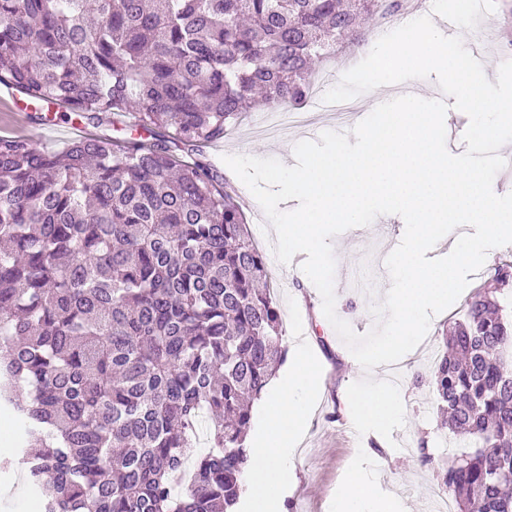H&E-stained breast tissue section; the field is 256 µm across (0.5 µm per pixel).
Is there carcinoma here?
I'll return each instance as SVG.
<instances>
[{
    "instance_id": "1",
    "label": "carcinoma",
    "mask_w": 512,
    "mask_h": 512,
    "mask_svg": "<svg viewBox=\"0 0 512 512\" xmlns=\"http://www.w3.org/2000/svg\"><path fill=\"white\" fill-rule=\"evenodd\" d=\"M403 0H0V81L57 151L0 136V412L39 512H233L247 430L287 358L266 255L204 157L255 105L296 108L311 65ZM495 268L430 385L464 451L456 512H512V323ZM205 428L208 450L194 451Z\"/></svg>"
}]
</instances>
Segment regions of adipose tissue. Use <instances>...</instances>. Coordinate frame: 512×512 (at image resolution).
<instances>
[{
  "label": "adipose tissue",
  "instance_id": "ef3b65f1",
  "mask_svg": "<svg viewBox=\"0 0 512 512\" xmlns=\"http://www.w3.org/2000/svg\"><path fill=\"white\" fill-rule=\"evenodd\" d=\"M321 370L306 347H298L256 404L261 426L248 444L245 500L248 512H287L288 489L294 475L288 455L302 435ZM336 512H396L392 502L377 497L372 476L351 469L336 495Z\"/></svg>",
  "mask_w": 512,
  "mask_h": 512
}]
</instances>
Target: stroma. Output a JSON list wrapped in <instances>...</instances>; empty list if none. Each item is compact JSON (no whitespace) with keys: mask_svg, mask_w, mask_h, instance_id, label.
Returning <instances> with one entry per match:
<instances>
[{"mask_svg":"<svg viewBox=\"0 0 512 512\" xmlns=\"http://www.w3.org/2000/svg\"><path fill=\"white\" fill-rule=\"evenodd\" d=\"M512 11V0H473L469 17L456 15L452 0L432 5L430 15L446 36L461 37L465 47L481 45L483 51L496 53L501 42L487 38L476 42L473 31L477 26L493 24L503 12ZM376 37L360 43L347 38L336 45L334 59L318 63L314 72L313 90L302 106L311 120L307 126L288 130L275 138L253 136L252 126L258 113L251 112L225 137L224 141L206 150L209 159H222L226 155L256 152L275 158L294 153L296 143L318 139L326 130L342 128L350 132L360 118L369 113L365 99H356V109L336 125L329 113L320 111L318 103L325 92L339 83L345 68L342 57L362 60L376 44ZM416 93L427 99L446 100L449 110L446 127H468L469 118L454 109V97L444 96L435 77L411 79L391 85V97ZM66 113L55 114V126L34 123L26 109L15 110L0 103V128L28 138L35 146L51 148L58 143L77 138V130L66 123ZM400 225L396 222L374 221L366 227L349 229L330 238L335 257L334 290L336 313L359 334L367 333L375 324L370 313L372 303L382 301L386 286L385 255L397 239ZM279 287L275 291L279 305L284 342L294 348L298 334H306L308 346L317 353L324 368L323 391L310 412L305 435L296 447L291 467L296 478L289 498L291 512H333L332 502L346 472L356 463L370 462L377 475L380 489L402 500L410 512H424V505L439 494L434 472L421 465L412 453L418 437H426L429 451L435 458L445 457L446 451L438 441L445 432L439 427L437 407L427 379L437 354V339L443 326L462 319L463 301L436 316L420 349L407 362L408 371L399 380V389L406 408L405 425L400 428L398 446L387 440L371 436H358L346 415L345 398L348 386L359 380L352 371L351 353L340 339L322 311V298L314 285L306 279L301 267L279 264L271 269ZM422 376L421 384H414V376Z\"/></svg>","mask_w":512,"mask_h":512,"instance_id":"1","label":"stroma"}]
</instances>
